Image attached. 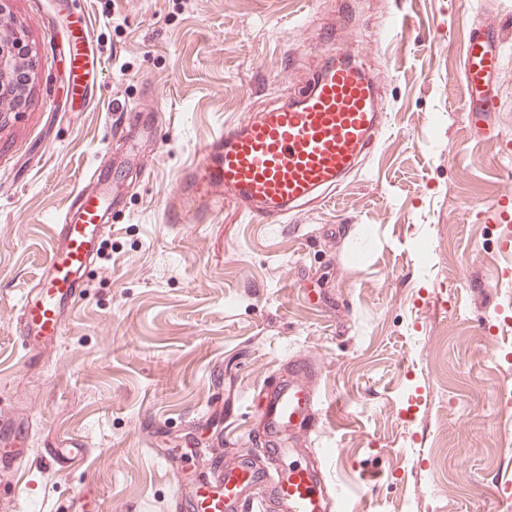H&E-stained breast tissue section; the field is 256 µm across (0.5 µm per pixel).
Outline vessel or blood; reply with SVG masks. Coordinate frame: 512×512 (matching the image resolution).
<instances>
[{
  "label": "vessel or blood",
  "mask_w": 512,
  "mask_h": 512,
  "mask_svg": "<svg viewBox=\"0 0 512 512\" xmlns=\"http://www.w3.org/2000/svg\"><path fill=\"white\" fill-rule=\"evenodd\" d=\"M89 24L70 46L72 92L87 93ZM336 28L321 40L330 51L305 90L269 111L225 125L200 150L198 162L185 168L168 197L170 224H208L225 205L250 217L276 224L288 216L333 198L362 160L375 150L386 114L380 89L358 53L337 46ZM502 28L483 25L471 30L463 50L464 102L470 111L497 108L496 84L502 69ZM109 201L104 194L79 192L72 200L51 245L49 260L22 305V342L34 350L66 332L83 271L98 250ZM292 377L268 392L261 419L264 451L272 458L289 454L286 437L315 433L321 426V401L309 377L312 362L301 358L290 367ZM21 431L0 430V464H11L23 447ZM85 444L47 448L45 468L65 472L81 466ZM341 493L323 470L295 465L270 471L244 463L233 468L212 461L190 492L176 491L172 512H338Z\"/></svg>",
  "instance_id": "vessel-or-blood-1"
}]
</instances>
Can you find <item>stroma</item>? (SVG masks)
Listing matches in <instances>:
<instances>
[{"mask_svg":"<svg viewBox=\"0 0 512 512\" xmlns=\"http://www.w3.org/2000/svg\"><path fill=\"white\" fill-rule=\"evenodd\" d=\"M341 38L387 123L324 206L263 224L233 206L170 224L164 201L226 123L309 83L337 0H11L37 55L29 103L0 123V416L30 422L0 512H170L217 458L264 463L267 390L316 366L321 428L297 437L343 512H512V40L501 107L472 128L463 47L512 0H349ZM104 69L70 91L74 23ZM403 21L406 34L391 29ZM149 114L156 137L141 133ZM116 192L66 333L37 351L17 322L70 199ZM80 441L83 469L42 449Z\"/></svg>","mask_w":512,"mask_h":512,"instance_id":"obj_1","label":"stroma"}]
</instances>
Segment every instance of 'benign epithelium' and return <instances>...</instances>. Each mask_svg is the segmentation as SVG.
<instances>
[{
    "instance_id": "obj_1",
    "label": "benign epithelium",
    "mask_w": 512,
    "mask_h": 512,
    "mask_svg": "<svg viewBox=\"0 0 512 512\" xmlns=\"http://www.w3.org/2000/svg\"><path fill=\"white\" fill-rule=\"evenodd\" d=\"M0 0V123L24 106L29 95V66L34 50L25 33L10 21L8 4Z\"/></svg>"
}]
</instances>
